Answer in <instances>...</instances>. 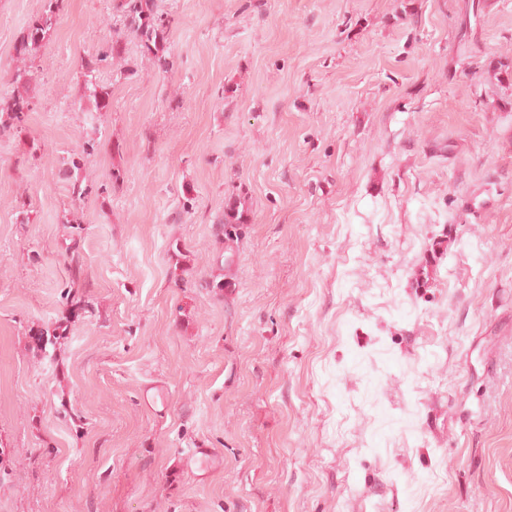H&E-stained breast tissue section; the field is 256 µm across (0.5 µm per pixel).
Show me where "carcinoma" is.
Listing matches in <instances>:
<instances>
[{"label":"carcinoma","instance_id":"carcinoma-1","mask_svg":"<svg viewBox=\"0 0 512 512\" xmlns=\"http://www.w3.org/2000/svg\"><path fill=\"white\" fill-rule=\"evenodd\" d=\"M64 0H46L44 10L31 20L16 46L17 55L26 59L41 48L56 27ZM112 15L119 18L128 35L137 42L142 55L149 57L158 71L169 70L168 29L170 20L157 8L156 0H112ZM126 54V45L118 40H107L94 52L80 61V99L93 104V111L107 112L111 108V92L107 84L100 81V74L110 61ZM17 92L0 96V135L19 133L25 127L28 113L32 111L31 75L26 67H18L11 75ZM99 149V142L86 139L70 151L63 179L73 201H82L93 193L107 192L102 184L94 187L81 176L90 158Z\"/></svg>","mask_w":512,"mask_h":512}]
</instances>
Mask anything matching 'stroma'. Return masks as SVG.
<instances>
[{
	"label": "stroma",
	"mask_w": 512,
	"mask_h": 512,
	"mask_svg": "<svg viewBox=\"0 0 512 512\" xmlns=\"http://www.w3.org/2000/svg\"><path fill=\"white\" fill-rule=\"evenodd\" d=\"M45 4L0 0V95L34 94L0 137V512H512V0H157L175 66L129 46L106 112L76 101L111 0L20 61ZM87 138L121 179L75 202ZM30 71L25 67H17L11 75L17 93L0 96V135L19 133L25 127L28 113L32 111ZM99 144L100 142H97L95 139H86L76 144L69 153L62 176L67 184V190L72 201H82L93 192H96L99 196L108 191L105 184L94 188L93 183H89L81 176V172L90 161V158L97 153Z\"/></svg>",
	"instance_id": "obj_1"
}]
</instances>
